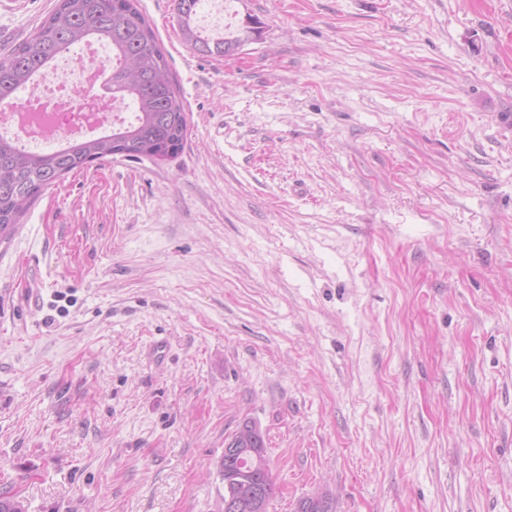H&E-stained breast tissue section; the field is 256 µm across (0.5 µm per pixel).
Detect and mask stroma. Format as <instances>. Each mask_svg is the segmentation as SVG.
Wrapping results in <instances>:
<instances>
[{"label":"stroma","mask_w":512,"mask_h":512,"mask_svg":"<svg viewBox=\"0 0 512 512\" xmlns=\"http://www.w3.org/2000/svg\"><path fill=\"white\" fill-rule=\"evenodd\" d=\"M138 0L181 151L44 189L0 241V484L27 512H512V0ZM56 0L0 11V56ZM202 2H205V0L176 1V9L182 27V32L188 42H192L195 46L200 44V47L203 48V51L205 52L226 56L234 52L241 43L247 41L254 34H257V37H259L261 32V28L259 26L260 22L250 17L247 18L241 32L238 30L236 35L232 32L229 33L228 36H221L214 40L212 45H210L208 39L202 38L201 32L194 30L190 24L192 17L196 15L197 11L202 6ZM234 442V448H224V463L233 466L239 456L240 448H245L246 459L232 468L225 467L219 472L224 481V500L230 498L238 511L256 512L250 508L247 496L252 486H259L268 504L276 497L277 486L272 476L267 456L266 439L260 427L250 420L244 421L231 436L225 439Z\"/></svg>","instance_id":"35a3bbf8"}]
</instances>
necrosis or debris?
Wrapping results in <instances>:
<instances>
[{
    "mask_svg": "<svg viewBox=\"0 0 512 512\" xmlns=\"http://www.w3.org/2000/svg\"><path fill=\"white\" fill-rule=\"evenodd\" d=\"M110 54L104 44L95 42L82 47L59 64L63 79L52 82L50 94L38 93L26 100L28 112L50 108L49 116L37 126H25L22 118L10 115L0 119V135L9 136L22 147L52 145L61 140H73L87 132H105L122 121L123 106L110 99L107 109H99L101 98H107L103 88L95 85L93 70L109 67Z\"/></svg>",
    "mask_w": 512,
    "mask_h": 512,
    "instance_id": "necrosis-or-debris-1",
    "label": "necrosis or debris"
}]
</instances>
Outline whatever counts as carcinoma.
Masks as SVG:
<instances>
[{"label":"carcinoma","instance_id":"carcinoma-1","mask_svg":"<svg viewBox=\"0 0 512 512\" xmlns=\"http://www.w3.org/2000/svg\"><path fill=\"white\" fill-rule=\"evenodd\" d=\"M202 2L176 0V9L185 39L203 51L226 56L260 34V22L249 17L241 31L208 41L191 27ZM90 39L112 50V96L133 105L134 119L113 127L110 134L47 153L26 151L0 136V239L16 230L46 187L89 162L116 154L168 159L183 146L187 113L164 49L136 0H57L32 34L0 58V111L17 106L19 92L38 86L61 55ZM227 440L245 449L246 459L220 470L224 498L231 499L238 512H255L248 497L251 487H260L268 501L277 494L265 435L256 423L246 420ZM0 512H24L22 503L5 487L0 488ZM296 512L332 510L329 501L317 495L300 499Z\"/></svg>","mask_w":512,"mask_h":512}]
</instances>
